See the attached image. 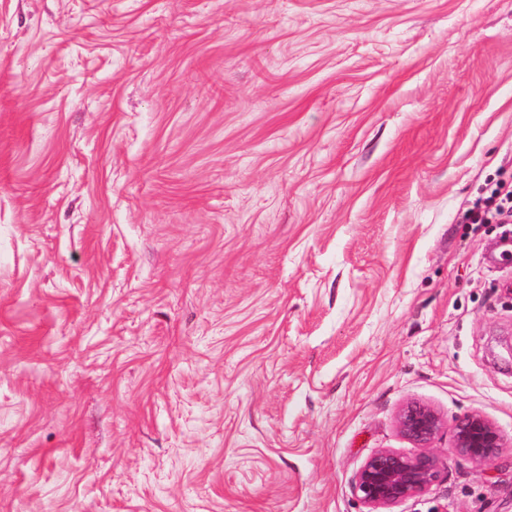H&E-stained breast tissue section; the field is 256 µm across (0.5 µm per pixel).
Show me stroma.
Segmentation results:
<instances>
[{"mask_svg":"<svg viewBox=\"0 0 512 512\" xmlns=\"http://www.w3.org/2000/svg\"><path fill=\"white\" fill-rule=\"evenodd\" d=\"M512 0H0V512H512ZM492 219L498 224L512 223V189L504 193L496 189L483 205L477 204L471 211L473 224H485ZM398 423L403 436L423 450L405 455L383 449L364 462L351 489L365 512H391L399 503L424 494L444 469L442 459L428 447L441 429L439 414L425 404L410 402L400 410ZM451 438L454 454L477 465L493 463L507 448L497 426L479 412H467L455 417Z\"/></svg>","mask_w":512,"mask_h":512,"instance_id":"obj_1","label":"stroma"}]
</instances>
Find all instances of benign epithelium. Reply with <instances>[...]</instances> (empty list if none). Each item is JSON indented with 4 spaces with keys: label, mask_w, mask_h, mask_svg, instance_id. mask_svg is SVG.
<instances>
[{
    "label": "benign epithelium",
    "mask_w": 512,
    "mask_h": 512,
    "mask_svg": "<svg viewBox=\"0 0 512 512\" xmlns=\"http://www.w3.org/2000/svg\"><path fill=\"white\" fill-rule=\"evenodd\" d=\"M398 423L403 436L422 451L405 455L383 449L364 462L351 489L366 512H390L399 503L424 494L442 474V459L429 448L442 426L439 414L425 404L410 402L400 410ZM451 438L454 454L477 465L493 463L506 448L500 430L479 412L455 417Z\"/></svg>",
    "instance_id": "obj_1"
}]
</instances>
